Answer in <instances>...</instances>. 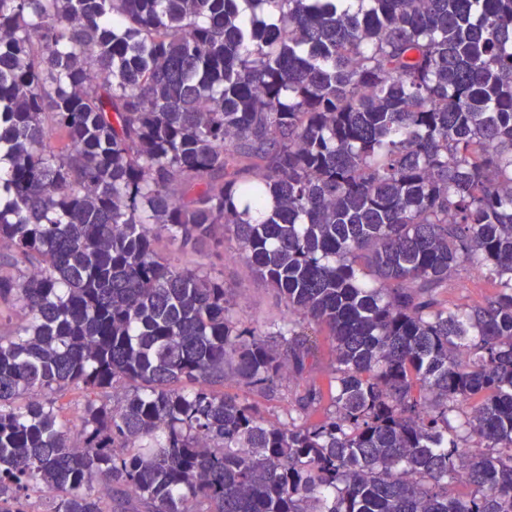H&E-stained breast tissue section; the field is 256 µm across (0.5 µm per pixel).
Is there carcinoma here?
Wrapping results in <instances>:
<instances>
[{"label":"carcinoma","instance_id":"cac0c4a2","mask_svg":"<svg viewBox=\"0 0 512 512\" xmlns=\"http://www.w3.org/2000/svg\"><path fill=\"white\" fill-rule=\"evenodd\" d=\"M0 150V512H512V0H0ZM163 236L326 327L329 400L218 390L310 350ZM164 258L180 265L202 264L216 275L224 278V288L232 299V313L244 321L254 322L266 331L270 324L280 322L288 311L275 290L268 287L247 268L235 247L228 248L224 257H215L208 243L182 251L177 243L167 240L156 245ZM498 290L497 283L484 273L462 272L460 276L448 278L438 291V299L448 301V306H473L485 301Z\"/></svg>","mask_w":512,"mask_h":512}]
</instances>
